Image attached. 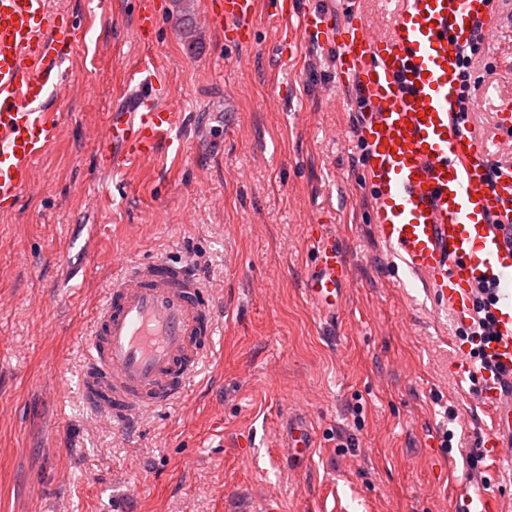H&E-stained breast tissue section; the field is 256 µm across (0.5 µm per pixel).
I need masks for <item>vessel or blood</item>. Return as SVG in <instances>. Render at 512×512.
Instances as JSON below:
<instances>
[{
  "mask_svg": "<svg viewBox=\"0 0 512 512\" xmlns=\"http://www.w3.org/2000/svg\"><path fill=\"white\" fill-rule=\"evenodd\" d=\"M496 0H393L395 20L377 34L360 16L336 21L321 0L306 10L302 39L334 49L338 83L354 87L353 127L363 146L361 182L378 241L403 270L425 279L456 320L471 326L475 293L487 287L494 333L462 347L453 368L479 374L480 398L492 418L481 438L495 468L512 469V166L491 170L490 141L467 130L460 110L458 52L471 25L496 33ZM257 0H210L208 17L223 25L229 46L254 35ZM156 0H138L136 34L150 42ZM71 16L48 0H0V211L29 188L35 162L57 138L52 105L65 89L63 64L73 44ZM175 112L143 78L110 113L103 167L152 157L174 146ZM313 262L303 291L333 318L350 277L330 225H316ZM89 330L80 378L86 403L118 427L178 400L213 343L216 309L188 265L122 259ZM315 446L308 422L289 425V457ZM462 512H497L484 491L465 493Z\"/></svg>",
  "mask_w": 512,
  "mask_h": 512,
  "instance_id": "vessel-or-blood-1",
  "label": "vessel or blood"
}]
</instances>
